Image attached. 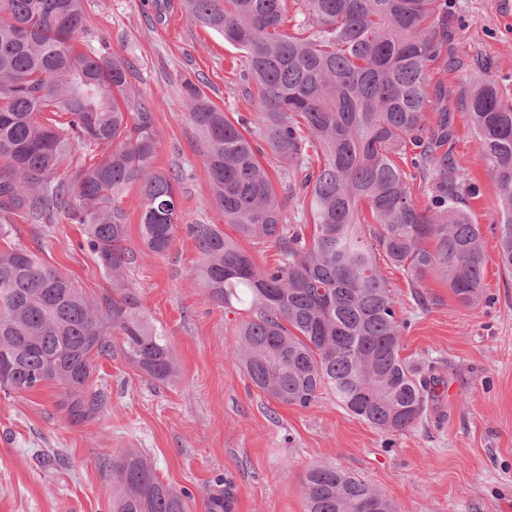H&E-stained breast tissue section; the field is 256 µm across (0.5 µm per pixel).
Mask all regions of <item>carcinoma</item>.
I'll return each instance as SVG.
<instances>
[{"instance_id":"obj_1","label":"carcinoma","mask_w":512,"mask_h":512,"mask_svg":"<svg viewBox=\"0 0 512 512\" xmlns=\"http://www.w3.org/2000/svg\"><path fill=\"white\" fill-rule=\"evenodd\" d=\"M183 0L194 24L246 53L236 77L259 116L230 120L199 88L187 94L208 179L224 222L278 250L261 268L216 224L187 225L202 255L213 302L245 307L232 355L258 391L308 408L331 392L349 414L386 433L412 428L437 398L434 368L401 354L397 301L378 267L402 270L416 306L482 295L481 225L465 208L463 175L451 151V113L427 126L429 74L451 46L448 0ZM306 37L286 32L288 21ZM84 0H0V210L38 221L65 213L85 225L87 247L112 278L89 298L73 281L10 243L0 222V388L61 390L69 416L106 404L91 387L97 359L119 351L142 373L177 372L165 332L124 279L134 260L125 242L126 190L141 196L148 250L166 253L180 218L181 171L153 166L154 117L133 91L130 63L76 48ZM478 151L498 189L499 265L512 274V101L487 77L462 98ZM410 158L416 173L398 160ZM76 164L69 181L63 163ZM431 192L426 207L412 181ZM309 201L310 238L285 202ZM305 512H397L364 478L315 465L302 478ZM112 512H187L183 495L131 450L112 461Z\"/></svg>"}]
</instances>
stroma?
Masks as SVG:
<instances>
[{
    "label": "stroma",
    "mask_w": 512,
    "mask_h": 512,
    "mask_svg": "<svg viewBox=\"0 0 512 512\" xmlns=\"http://www.w3.org/2000/svg\"><path fill=\"white\" fill-rule=\"evenodd\" d=\"M448 7L454 57L431 71L432 88L445 96L432 101L426 122L432 127L439 113L452 114V152L477 189L466 204L482 226L483 296L465 307L446 284L430 279L426 287L441 303L423 310L405 274L382 265L405 323L403 355L429 361L446 381L422 422L388 434L347 413L327 392L307 408L259 392L229 353L240 314L219 308L198 273L201 254L186 230L195 222L221 225L259 266L278 262L275 247L240 238L225 223L184 107L192 84L228 116H255V102L228 81L243 51L191 23L182 0H85L83 47L133 64L132 86L154 115V166L187 173L177 193L181 226L164 255L142 242L138 187L123 198L126 245L135 255L126 277L167 335L178 371L158 382L123 356L99 359L93 386L107 404L84 421L68 417L54 387L0 389V512H111L112 461L129 449L185 494L188 512H209L215 497L229 512H305L301 479L315 464L360 475L398 512H512V276L499 265L492 229L497 189L460 109L464 92L487 76L512 99V0H449ZM9 222L14 243L87 295L110 288L82 225L62 214L44 225L22 211Z\"/></svg>",
    "instance_id": "stroma-1"
}]
</instances>
